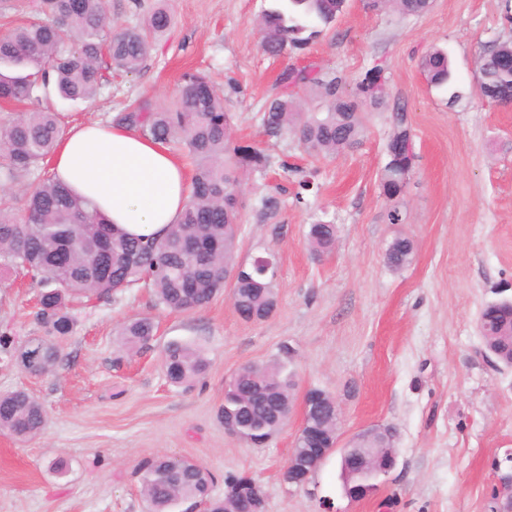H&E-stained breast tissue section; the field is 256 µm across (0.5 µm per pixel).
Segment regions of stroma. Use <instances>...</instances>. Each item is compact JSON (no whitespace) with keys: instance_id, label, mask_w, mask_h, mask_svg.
I'll list each match as a JSON object with an SVG mask.
<instances>
[{"instance_id":"stroma-1","label":"stroma","mask_w":512,"mask_h":512,"mask_svg":"<svg viewBox=\"0 0 512 512\" xmlns=\"http://www.w3.org/2000/svg\"><path fill=\"white\" fill-rule=\"evenodd\" d=\"M269 5L169 0L171 27L140 70L113 72L90 102L46 89L44 104L65 126L106 125L136 100L169 105L184 72L206 74L224 95L231 145L271 158L265 174L241 185L238 256H274L278 306L262 322L243 320L227 294L196 312H171L139 285L75 303L77 326L60 340L53 372L34 377L0 355V394L27 390L48 415L35 439L0 434V512H147L137 467L163 454L203 466L216 496L225 476L252 477L265 512H490L495 466L512 454V368L488 363L477 318L488 303L512 297V106L482 98L477 59L484 45L512 40V0H433L419 17L347 0L322 35L277 58L261 48L259 20ZM434 46L448 52L456 103L419 66ZM378 64L385 104L369 110L357 147L317 158L294 138L264 133L260 111L285 68L342 75L352 91ZM398 110L407 115L415 159L403 197L391 202L379 173ZM273 191L281 210L274 222H260L257 202ZM395 207L403 223L389 222ZM320 219L336 225L337 239L331 254L317 257L306 234ZM399 236L414 251L394 270L385 252ZM40 290L0 272V334L20 343L42 335L33 317ZM136 316L151 317L156 335L149 349L116 361L115 331ZM171 340L205 352L207 371L193 387L164 376L161 354ZM286 347L295 399L311 388L334 395L342 438L374 425L395 428L396 466L366 497L346 496L334 460L307 487L284 480L300 411L260 448L225 432L219 410L231 375L247 363L283 359ZM57 459L65 472L52 469Z\"/></svg>"}]
</instances>
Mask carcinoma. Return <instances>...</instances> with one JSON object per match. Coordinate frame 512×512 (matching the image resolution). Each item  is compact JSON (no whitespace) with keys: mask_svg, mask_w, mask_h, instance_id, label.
Listing matches in <instances>:
<instances>
[{"mask_svg":"<svg viewBox=\"0 0 512 512\" xmlns=\"http://www.w3.org/2000/svg\"><path fill=\"white\" fill-rule=\"evenodd\" d=\"M388 1L406 16H420L432 4V0H371V4L378 7ZM345 2L273 0L260 19L263 51L278 57L290 47L307 45L336 21ZM170 23L167 0H161L144 24L128 26L118 25L112 16L111 0H39L38 17L0 39V67L9 69L0 71V101L27 105L24 112L0 122V183H17L40 173L25 196L22 217L14 215L11 199L0 197V267L28 274L43 286L35 319L45 335L32 339L41 350L39 364L30 368L33 375H42L58 363L56 340L73 334L72 299L108 297L143 284L152 289L157 305L176 312L196 311L224 291V268L237 263L240 187L244 177L264 173L270 157L252 146H229L224 97L199 72L184 75L182 93L172 105L155 108L146 101L135 102L115 116V122L182 150L194 166L186 208L163 237L143 241L127 236L44 168L64 134V124L59 113L41 104L39 91L52 84L66 100L94 99L109 82L103 57L109 58L112 69L139 70L153 41ZM420 67L433 86L451 85L444 50L427 51ZM478 71L481 90L512 104V41L485 46ZM383 72L382 66L373 67L357 91L347 94L340 75L285 69L276 81L280 92L267 99L262 114L267 136L293 134L309 153L323 158L357 146L365 118L362 109L383 103ZM302 88L315 93L319 111H300ZM408 149L412 137L406 114L394 112L379 181L381 195L390 201L400 198L407 187L394 162ZM280 208L276 195L263 196L257 216L273 220ZM336 233V225L328 222L309 225L311 251L332 252ZM65 239L74 240L77 247L60 265L57 257ZM412 253L410 239L396 238L385 260L389 267L401 269ZM231 297L238 314L248 321L269 317L278 304L272 282L254 268L236 281ZM477 325L486 355L512 366V302L487 305ZM155 332L150 317L127 320L118 331L116 362L146 347ZM162 366L171 383L189 386L206 372L208 361L199 347L170 341L163 349ZM294 387L279 362L246 364L226 393L221 416H237L240 439L262 443L278 432L271 418L291 405ZM46 422L42 404L27 391L0 395V433L33 438ZM138 473L149 512H172L177 502L186 500L208 502L209 512H226L238 507L242 491L249 494L254 508L264 509L263 491L252 478L225 477L224 497L214 498L211 474L182 456L145 460Z\"/></svg>","mask_w":512,"mask_h":512,"instance_id":"1","label":"carcinoma"}]
</instances>
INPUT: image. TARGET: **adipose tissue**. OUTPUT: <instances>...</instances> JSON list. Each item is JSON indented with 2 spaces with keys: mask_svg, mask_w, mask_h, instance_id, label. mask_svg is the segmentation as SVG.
I'll list each match as a JSON object with an SVG mask.
<instances>
[{
  "mask_svg": "<svg viewBox=\"0 0 512 512\" xmlns=\"http://www.w3.org/2000/svg\"><path fill=\"white\" fill-rule=\"evenodd\" d=\"M53 173L131 237H162L188 200L185 170L168 148L114 124L72 126L57 145Z\"/></svg>",
  "mask_w": 512,
  "mask_h": 512,
  "instance_id": "adipose-tissue-1",
  "label": "adipose tissue"
}]
</instances>
